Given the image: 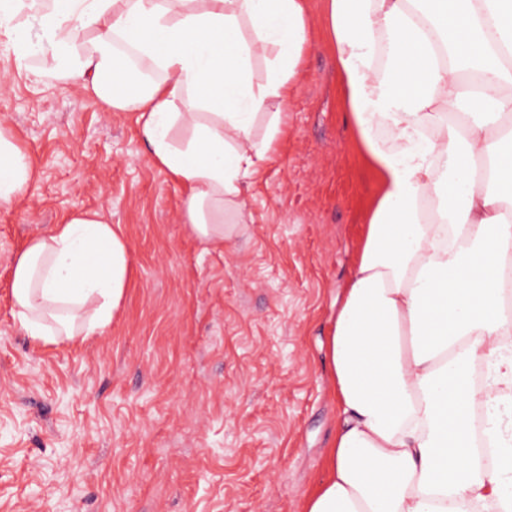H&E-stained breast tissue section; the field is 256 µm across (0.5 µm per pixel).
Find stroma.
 <instances>
[{
    "mask_svg": "<svg viewBox=\"0 0 512 512\" xmlns=\"http://www.w3.org/2000/svg\"><path fill=\"white\" fill-rule=\"evenodd\" d=\"M309 10L288 136L245 195L254 222L208 251L136 113L35 79L0 35V126L36 171L0 208V512H301L324 479L332 302L379 185L323 0ZM76 210L121 225L131 286L103 335L38 343L19 330L10 264Z\"/></svg>",
    "mask_w": 512,
    "mask_h": 512,
    "instance_id": "obj_1",
    "label": "stroma"
}]
</instances>
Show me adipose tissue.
<instances>
[{"mask_svg":"<svg viewBox=\"0 0 512 512\" xmlns=\"http://www.w3.org/2000/svg\"><path fill=\"white\" fill-rule=\"evenodd\" d=\"M324 4L381 190L337 303L336 438L303 512H512V0ZM0 34L18 67L49 59L35 77L137 113L203 248L242 233L246 182L288 130L266 107L291 101L313 44L307 0H0ZM32 177L0 128V206ZM133 264L94 211L32 236L11 268L21 331L104 334Z\"/></svg>","mask_w":512,"mask_h":512,"instance_id":"1","label":"adipose tissue"}]
</instances>
